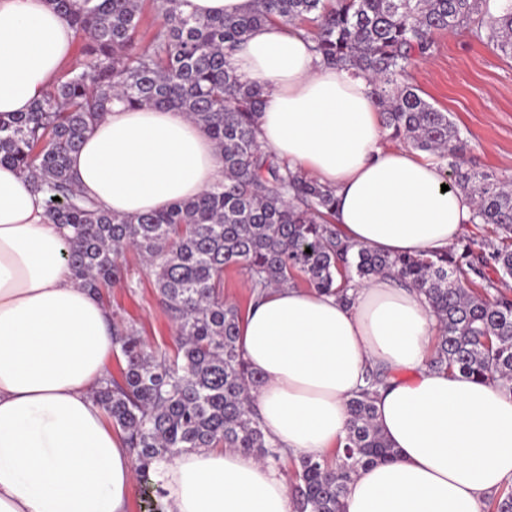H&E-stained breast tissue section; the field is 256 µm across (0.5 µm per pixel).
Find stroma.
I'll return each mask as SVG.
<instances>
[{"instance_id":"stroma-1","label":"stroma","mask_w":512,"mask_h":512,"mask_svg":"<svg viewBox=\"0 0 512 512\" xmlns=\"http://www.w3.org/2000/svg\"><path fill=\"white\" fill-rule=\"evenodd\" d=\"M411 81L447 112L467 142L468 168L512 179V59L498 55L474 30L435 36V50L414 60ZM126 283L108 288L112 314L135 326L155 348L175 347L173 322L154 275L135 251L125 254Z\"/></svg>"}]
</instances>
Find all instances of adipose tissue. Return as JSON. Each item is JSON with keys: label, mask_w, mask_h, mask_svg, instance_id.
<instances>
[{"label": "adipose tissue", "mask_w": 512, "mask_h": 512, "mask_svg": "<svg viewBox=\"0 0 512 512\" xmlns=\"http://www.w3.org/2000/svg\"><path fill=\"white\" fill-rule=\"evenodd\" d=\"M73 46L48 0H0V112L28 111ZM230 62L266 93L260 144L332 190L343 242L430 256L461 237L473 197L445 189L436 160L390 141L366 81L322 63L298 25L253 30ZM71 172L86 196L134 216L200 195L224 164L185 113L117 103ZM47 198L0 163V512H129L134 461L94 398L110 369V314L75 282L71 230L49 221ZM238 327L266 437L295 457L335 449L368 368L391 370L375 410L397 457L353 476L345 512H483L512 484V394L432 370L438 321L393 276L356 288L348 305L312 288L269 289ZM154 478L168 512H293L287 476L236 448L181 451Z\"/></svg>", "instance_id": "ef3b65f1"}]
</instances>
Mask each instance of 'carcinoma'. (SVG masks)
<instances>
[{
    "label": "carcinoma",
    "mask_w": 512,
    "mask_h": 512,
    "mask_svg": "<svg viewBox=\"0 0 512 512\" xmlns=\"http://www.w3.org/2000/svg\"><path fill=\"white\" fill-rule=\"evenodd\" d=\"M69 16L82 42L80 59L27 112L0 114V162L47 188L54 224L73 229L67 264L97 295L125 279L124 253L149 266L171 314L175 350L150 349L139 331L112 321L120 377L107 376L96 401L124 435L140 481L153 464L183 449L238 448L279 464L254 409L259 377L238 344L239 309L224 301V270L246 275L252 294L292 285L347 303L348 291L383 274L427 295L440 331L429 367L499 384L512 394V182L463 167L458 127L410 82L414 57L434 50L437 32L475 28L512 58V0L482 18L486 0H257L245 16H196L184 0H151L158 24L138 39L143 0H49ZM303 24L323 63L364 78L391 136L450 169L449 186L476 203L472 223L491 225L497 240L474 249L461 240L434 258L387 255L351 246L336 234L330 189L291 171L262 148L257 118L265 93L241 81L230 54L268 22ZM116 101L128 107L177 109L203 125L224 162V181L162 211L112 214L82 197L71 155ZM389 372L375 369L349 399L351 423L333 454L298 459L291 497L295 512H345L352 475L388 462L394 451L378 426L373 396ZM512 512V485L489 504Z\"/></svg>",
    "instance_id": "1"
}]
</instances>
